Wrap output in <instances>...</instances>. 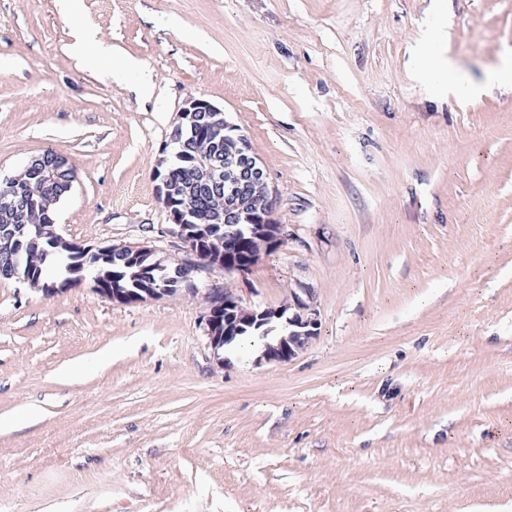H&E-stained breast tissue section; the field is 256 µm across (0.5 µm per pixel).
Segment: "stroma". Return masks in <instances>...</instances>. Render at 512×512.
I'll return each instance as SVG.
<instances>
[{
    "instance_id": "stroma-1",
    "label": "stroma",
    "mask_w": 512,
    "mask_h": 512,
    "mask_svg": "<svg viewBox=\"0 0 512 512\" xmlns=\"http://www.w3.org/2000/svg\"><path fill=\"white\" fill-rule=\"evenodd\" d=\"M79 24L107 53L73 59ZM509 48L512 0H0V180L66 157L57 234L186 259L158 187L192 97L247 138L282 227L196 295L118 303L61 253L53 293L0 280V419L38 409L0 427V512H512ZM130 59L148 87L116 78ZM227 288L313 289L316 335L218 364L204 292Z\"/></svg>"
}]
</instances>
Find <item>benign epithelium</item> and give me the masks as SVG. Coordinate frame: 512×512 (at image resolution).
<instances>
[{"mask_svg":"<svg viewBox=\"0 0 512 512\" xmlns=\"http://www.w3.org/2000/svg\"><path fill=\"white\" fill-rule=\"evenodd\" d=\"M217 108L202 99H191L181 112L185 122H197L202 112H215ZM231 164L229 171L232 179L241 188L238 195L224 200V224L231 227L240 223L242 214L251 204L250 190L263 178V170L258 166L256 157L252 155L251 147L242 136L234 139L230 153ZM38 183L53 180L55 169L46 165L38 156L28 164ZM189 172L202 179L204 185L224 184L222 180V165L216 157L195 156L191 159ZM10 182L3 183L0 192V215L10 214L18 210L21 199L9 189ZM175 233L183 241L187 252L195 257L193 261L183 263L185 270L192 273L204 266H219L226 270L244 271L249 269L258 259L260 253H250L249 246L258 245L259 249L269 250L280 240V225L272 219L273 201L267 202L266 215L247 226L246 236L235 238L234 247L224 250L220 256L204 255L200 248V240L192 228L183 223L182 212L168 208ZM98 292L119 303H130L147 297L157 298L167 294L166 288H100ZM209 308L205 317L206 334L214 354L220 357V363L227 362L222 357L226 348L237 342L238 333L243 324L250 323L254 329L267 336L265 349L257 357V361L266 363H287L292 361L305 344L317 334L319 313L314 303L315 295L312 289L302 288L293 293V305L277 308L248 310L243 307L241 299L233 292H208Z\"/></svg>","mask_w":512,"mask_h":512,"instance_id":"1","label":"benign epithelium"}]
</instances>
